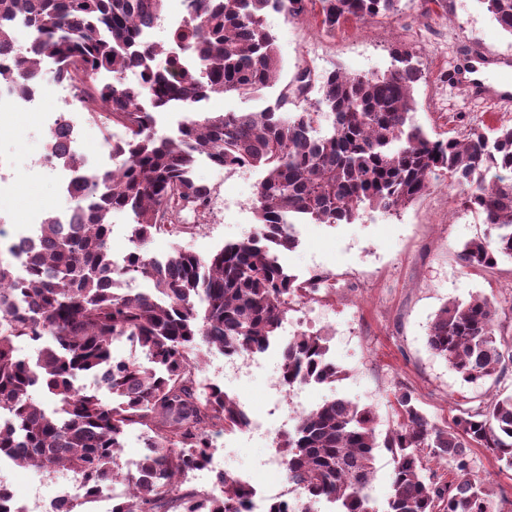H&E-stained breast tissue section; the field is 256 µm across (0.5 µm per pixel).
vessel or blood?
I'll return each mask as SVG.
<instances>
[{"label":"vessel or blood","mask_w":512,"mask_h":512,"mask_svg":"<svg viewBox=\"0 0 512 512\" xmlns=\"http://www.w3.org/2000/svg\"><path fill=\"white\" fill-rule=\"evenodd\" d=\"M509 72L512 73V59L467 46L448 78L466 86L478 98L508 104L512 102V82H504L502 76Z\"/></svg>","instance_id":"b4317fda"}]
</instances>
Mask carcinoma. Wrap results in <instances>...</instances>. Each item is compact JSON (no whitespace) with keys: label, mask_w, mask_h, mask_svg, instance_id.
Instances as JSON below:
<instances>
[{"label":"carcinoma","mask_w":512,"mask_h":512,"mask_svg":"<svg viewBox=\"0 0 512 512\" xmlns=\"http://www.w3.org/2000/svg\"><path fill=\"white\" fill-rule=\"evenodd\" d=\"M165 0H0V53L16 41L15 22L29 48L0 65V83L24 91L56 66L68 83L82 69L83 87L124 129L112 144L110 171L81 174L82 156L56 137L48 147L78 175L71 195L75 223L49 215L37 233L8 247L26 269L0 259V457L20 467L70 470L102 492L117 483L112 512H248L251 488L226 472L219 498L185 487L213 449L211 432L249 424L235 398L197 378L200 343L227 357L267 350L299 298L302 285L279 259L296 248V224H343L361 211L390 213L447 177L463 186L464 204L484 215L489 233L465 244L467 267L491 268L512 259V126L488 137L432 139L413 122V85L422 79L415 53L396 50L394 69L352 75L297 71L276 104L261 112H222L182 123L180 134H157L155 114L197 112L213 93L255 92L281 71L275 38L264 25L272 10L299 19L319 4L321 26L392 18L399 0H183L184 24L166 43L140 39L161 18ZM512 36V0H478ZM196 59L179 66L174 54ZM140 73L127 82L123 75ZM320 96L305 94L314 81ZM201 157L222 167L264 171L254 203L257 227L207 258L177 251L164 260L144 250L152 236L177 232L181 213L203 212L210 190L192 176ZM132 214V249L114 260L112 213ZM152 282L149 291L131 284ZM497 308L476 295L446 302L430 326L428 345L468 382L500 380L512 343L496 334ZM35 345L22 357L17 343ZM126 341L144 355L117 359ZM327 336L301 333L282 348L288 389L333 384L341 370L328 356ZM90 376L112 393L105 402L76 384ZM55 402L47 410L34 394ZM399 421L383 440L376 413L345 397L326 399L294 417L279 451L303 502L276 503L271 512H370L376 449L392 455L390 493L380 512H501L470 454L488 448L512 469V394L469 407L443 426L422 411L412 390L394 392ZM144 434L146 452L122 471L124 435ZM448 467L450 479L425 474L424 457Z\"/></svg>","instance_id":"obj_1"}]
</instances>
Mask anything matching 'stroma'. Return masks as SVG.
<instances>
[{"mask_svg":"<svg viewBox=\"0 0 512 512\" xmlns=\"http://www.w3.org/2000/svg\"><path fill=\"white\" fill-rule=\"evenodd\" d=\"M395 18L351 21L324 31L319 19H292L270 12L267 29L275 36L282 69L274 86L256 93L214 94L199 105L203 112H259L272 106L298 69L328 72L342 67L353 74L385 73L395 48L417 55L423 78L413 90V120L431 136L461 135L471 125L512 126V111L498 112L448 80L464 45L475 44L494 54L512 55L506 34L478 0H400ZM59 103L47 96L42 111L0 114V155L13 164V177L0 190V214L11 222L0 230V245L33 233L48 213L71 207L54 173L33 167L48 143L45 115ZM193 177L211 191L203 216L183 215L177 233L154 234L148 256L163 259L181 249L202 257L249 236L255 226L254 203L263 178L258 168L216 171L198 161ZM298 245L281 253L280 261L299 279L318 271L334 277L336 292L320 311L317 331L329 337V356L344 371L341 381L308 385L300 394L303 408L342 395L375 410L378 436L395 423L393 393L410 387L421 408L440 424L451 425L460 409L478 405L496 393H512V371L505 378L463 381L427 344L431 323L450 300L475 295L494 299L498 335L512 342V259L491 269L467 268L461 260L466 243L484 237L488 226L481 213L464 208L461 192L439 180L409 206L390 214L361 213L348 224H301ZM275 370L266 367L232 380L224 378V356L202 355L198 377L221 383L244 407L250 419L264 421L268 434L247 431L212 434L214 460L224 470L250 474L254 483L278 487L285 471L263 461L287 429L293 405L277 400L269 387ZM474 468L512 512V470L502 468L491 451L473 449ZM0 477L10 484L28 512H46L58 486L74 481L75 473H46L6 464Z\"/></svg>","mask_w":512,"mask_h":512,"instance_id":"1","label":"stroma"}]
</instances>
